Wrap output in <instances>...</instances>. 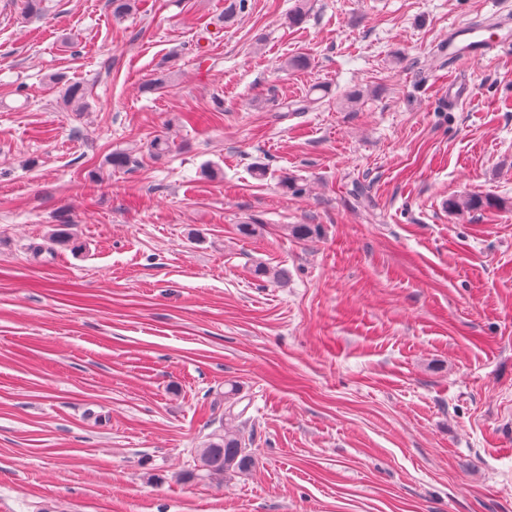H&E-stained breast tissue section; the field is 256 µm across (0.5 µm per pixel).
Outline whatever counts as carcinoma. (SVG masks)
Returning a JSON list of instances; mask_svg holds the SVG:
<instances>
[{"instance_id": "cac0c4a2", "label": "carcinoma", "mask_w": 512, "mask_h": 512, "mask_svg": "<svg viewBox=\"0 0 512 512\" xmlns=\"http://www.w3.org/2000/svg\"><path fill=\"white\" fill-rule=\"evenodd\" d=\"M112 17L120 19L137 9L139 0H109ZM88 88L81 82L66 85L63 94L64 104L73 112L87 109ZM493 205L492 200L478 195H468L460 199L448 200V208L453 210H475ZM240 403L236 386L224 393V418L218 429L210 435L207 445L196 451L198 468L206 475L243 474L254 466V457L247 452L245 440L237 429V421L244 411L234 412Z\"/></svg>"}]
</instances>
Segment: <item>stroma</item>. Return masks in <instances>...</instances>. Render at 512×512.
Returning <instances> with one entry per match:
<instances>
[{"label": "stroma", "mask_w": 512, "mask_h": 512, "mask_svg": "<svg viewBox=\"0 0 512 512\" xmlns=\"http://www.w3.org/2000/svg\"><path fill=\"white\" fill-rule=\"evenodd\" d=\"M296 2L0 0V512H512V50L445 52L512 0ZM88 88L82 82L66 85L63 94L64 104L71 112H85L87 109ZM237 388L231 385L224 392V418L218 429L210 435L204 448H198L196 459L198 471H205L207 476L243 474L254 466V457L247 452L245 440L237 429L236 422L244 414V407L235 413V407L241 402L235 397Z\"/></svg>", "instance_id": "stroma-1"}]
</instances>
